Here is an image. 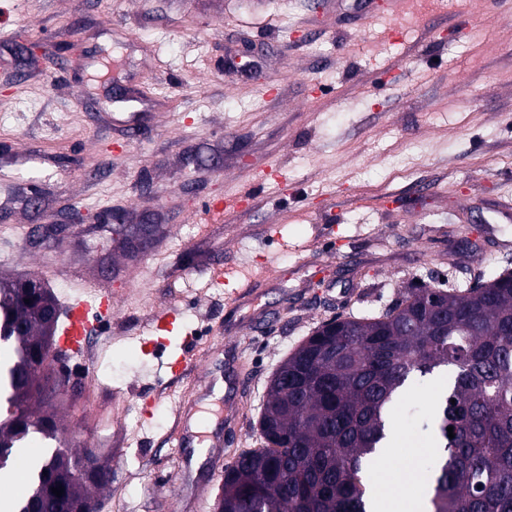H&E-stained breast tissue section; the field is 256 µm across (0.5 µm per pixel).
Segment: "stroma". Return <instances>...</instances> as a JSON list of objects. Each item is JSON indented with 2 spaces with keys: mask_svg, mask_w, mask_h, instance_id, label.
Segmentation results:
<instances>
[{
  "mask_svg": "<svg viewBox=\"0 0 512 512\" xmlns=\"http://www.w3.org/2000/svg\"><path fill=\"white\" fill-rule=\"evenodd\" d=\"M371 2L0 0V274L63 302L62 263L116 296L83 358L50 361L70 381L57 439L22 444L107 456L99 512L216 498L259 445L273 373L324 322L512 269V0ZM73 206L87 219L61 247L28 238ZM111 207L157 225L148 251L118 247ZM452 378L393 404L370 489L429 499L401 477ZM182 415L206 447H174Z\"/></svg>",
  "mask_w": 512,
  "mask_h": 512,
  "instance_id": "obj_1",
  "label": "stroma"
}]
</instances>
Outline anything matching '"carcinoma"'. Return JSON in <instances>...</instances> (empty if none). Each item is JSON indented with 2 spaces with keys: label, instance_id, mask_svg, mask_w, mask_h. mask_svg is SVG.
<instances>
[{
  "label": "carcinoma",
  "instance_id": "cac0c4a2",
  "mask_svg": "<svg viewBox=\"0 0 512 512\" xmlns=\"http://www.w3.org/2000/svg\"><path fill=\"white\" fill-rule=\"evenodd\" d=\"M56 310L50 289L32 296L22 280L0 277V338L16 354L4 375L0 469L30 430L57 438L58 398L40 357L57 336ZM333 326L313 331L272 376L261 447L224 468L216 512H369L363 473L389 442L390 404L448 366L454 382L433 419L446 456L430 473V512H512V270L462 293L420 288L380 316ZM111 483L102 459L66 445L36 466L14 512H96L95 490Z\"/></svg>",
  "mask_w": 512,
  "mask_h": 512
}]
</instances>
